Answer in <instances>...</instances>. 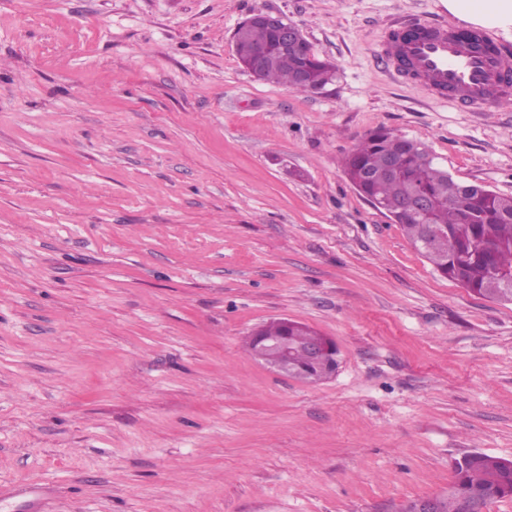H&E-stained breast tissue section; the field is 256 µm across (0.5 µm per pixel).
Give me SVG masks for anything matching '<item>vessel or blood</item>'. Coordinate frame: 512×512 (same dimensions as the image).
Segmentation results:
<instances>
[{
  "instance_id": "vessel-or-blood-1",
  "label": "vessel or blood",
  "mask_w": 512,
  "mask_h": 512,
  "mask_svg": "<svg viewBox=\"0 0 512 512\" xmlns=\"http://www.w3.org/2000/svg\"><path fill=\"white\" fill-rule=\"evenodd\" d=\"M477 36L479 50L452 21L414 18L388 28L373 53L428 95L452 101L462 112H487L512 101V53L500 50L487 30Z\"/></svg>"
}]
</instances>
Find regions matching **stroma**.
Instances as JSON below:
<instances>
[{"label":"stroma","mask_w":512,"mask_h":512,"mask_svg":"<svg viewBox=\"0 0 512 512\" xmlns=\"http://www.w3.org/2000/svg\"><path fill=\"white\" fill-rule=\"evenodd\" d=\"M334 61L295 93L236 28ZM444 0H0V512H396L512 458V304L442 277L342 160L383 126L512 196V105L462 112L372 55ZM334 339L306 384L244 348ZM255 22L261 23L274 31L278 36L279 42L285 48H288V45L293 47L301 46L304 40V36L299 28L282 14L262 10L257 11L240 25H250ZM274 37L273 34L260 27H250L244 30L240 36L239 48L237 50V57L241 65L245 63V56L252 47L266 46L269 49L273 48ZM244 67V66H243ZM267 336L283 337L286 342V347L296 353V374L292 376L295 379L317 383L330 377L331 363L316 365L312 364L310 361L326 362L335 349L336 371L339 367V352L335 343V346H331L329 343L310 344L305 351V356L308 360L301 359V351H303L310 342L322 340L332 342L328 337L319 334L307 325L289 320L288 325H286L284 318H279L265 323L249 336L248 349L252 355L256 357L268 356L269 359L275 360L278 351L271 350L264 352L261 350V340Z\"/></svg>","instance_id":"stroma-1"}]
</instances>
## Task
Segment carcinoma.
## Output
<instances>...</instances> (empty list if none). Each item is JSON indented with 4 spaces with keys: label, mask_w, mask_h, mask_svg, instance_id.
Masks as SVG:
<instances>
[{
    "label": "carcinoma",
    "mask_w": 512,
    "mask_h": 512,
    "mask_svg": "<svg viewBox=\"0 0 512 512\" xmlns=\"http://www.w3.org/2000/svg\"><path fill=\"white\" fill-rule=\"evenodd\" d=\"M273 34L250 27L240 36L237 57L245 63L249 49L273 48ZM306 70L308 83L332 82L337 66L313 52L310 43L284 57L267 70L262 80L281 83L291 91L304 92L298 82V68ZM398 162V170L385 174L389 160ZM343 173L364 199L378 203L379 211L400 225L409 241L441 275L466 288L472 294L494 302L512 303V196L468 188L448 170L419 138L377 128L365 134L346 155ZM458 188L451 189L452 183ZM412 190L423 192L430 203L426 217L405 211L403 201ZM281 336L286 347L296 353L294 378L310 383L330 377L331 365H316L301 358V351L312 341L325 336L307 325L274 319L249 336L248 349L256 357L273 360L278 351L261 350V340ZM477 494L486 505L512 499V459L471 452L456 461L454 480L440 494L439 512H456L460 494Z\"/></svg>",
    "instance_id": "obj_1"
}]
</instances>
